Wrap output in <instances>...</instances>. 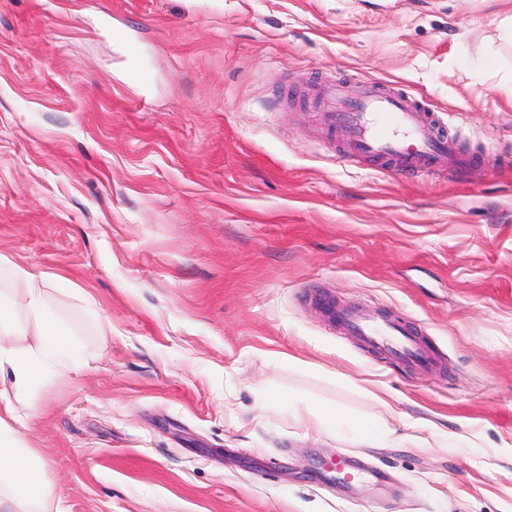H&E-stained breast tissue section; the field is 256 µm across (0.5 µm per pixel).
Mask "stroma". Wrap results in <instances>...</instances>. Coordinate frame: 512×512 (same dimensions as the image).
Returning <instances> with one entry per match:
<instances>
[{
    "label": "stroma",
    "mask_w": 512,
    "mask_h": 512,
    "mask_svg": "<svg viewBox=\"0 0 512 512\" xmlns=\"http://www.w3.org/2000/svg\"><path fill=\"white\" fill-rule=\"evenodd\" d=\"M511 22L512 0H0V297L25 315L11 263L46 274L79 342L14 400L45 512H512ZM363 82L467 167L346 158L320 99ZM329 304L418 331L432 368ZM321 404L398 441L315 433ZM339 456L374 479H333Z\"/></svg>",
    "instance_id": "35a3bbf8"
}]
</instances>
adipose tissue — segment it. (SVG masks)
I'll list each match as a JSON object with an SVG mask.
<instances>
[{"label": "adipose tissue", "instance_id": "adipose-tissue-1", "mask_svg": "<svg viewBox=\"0 0 512 512\" xmlns=\"http://www.w3.org/2000/svg\"><path fill=\"white\" fill-rule=\"evenodd\" d=\"M12 276L28 290L27 310L35 343L23 350L0 343V375L11 374L15 389L24 392L40 382L49 364L68 359L74 342L46 304L45 280L20 264L13 265ZM311 414L315 429L350 434L370 448L384 447L390 436L389 429L374 416L353 417L333 406L317 407ZM21 420L11 400L0 394V482L7 487L6 493H0V512H15L21 504L38 506L51 496L34 453L15 429Z\"/></svg>", "mask_w": 512, "mask_h": 512}]
</instances>
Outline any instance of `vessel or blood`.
<instances>
[{
  "mask_svg": "<svg viewBox=\"0 0 512 512\" xmlns=\"http://www.w3.org/2000/svg\"><path fill=\"white\" fill-rule=\"evenodd\" d=\"M342 134L348 156L386 159L402 169L455 171L466 157L456 143L435 136L428 118L408 97L366 83L349 92L329 87L323 100ZM336 322L370 349L425 370L431 353L417 333L384 315L340 308Z\"/></svg>",
  "mask_w": 512,
  "mask_h": 512,
  "instance_id": "vessel-or-blood-1",
  "label": "vessel or blood"
}]
</instances>
